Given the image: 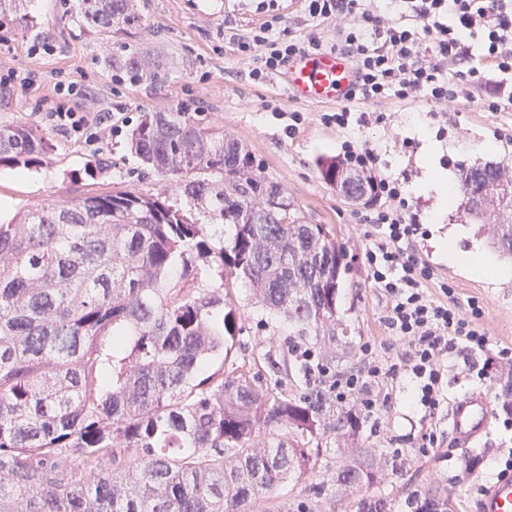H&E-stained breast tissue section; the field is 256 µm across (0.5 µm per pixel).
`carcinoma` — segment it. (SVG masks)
<instances>
[{"label": "carcinoma", "mask_w": 512, "mask_h": 512, "mask_svg": "<svg viewBox=\"0 0 512 512\" xmlns=\"http://www.w3.org/2000/svg\"><path fill=\"white\" fill-rule=\"evenodd\" d=\"M25 0H0L22 26ZM97 32L139 20L133 0H81ZM128 67L154 83L145 57ZM131 148L232 234L216 250L205 225L162 194H90L0 224V512H251L282 483L322 471L309 504L342 485L396 469L387 454H332L360 427L352 401L336 403L340 275L346 252L327 224L289 204L288 223L266 212L284 187L221 128L190 112H145ZM37 131L0 128V166L35 167ZM339 194L353 172L318 161ZM457 209L493 227L492 248L512 260V163L461 169ZM213 282H198L200 265ZM250 286L259 323L281 333L240 363L245 330L231 288ZM221 357L230 362L205 372Z\"/></svg>", "instance_id": "carcinoma-1"}]
</instances>
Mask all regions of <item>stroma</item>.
<instances>
[{
  "label": "stroma",
  "instance_id": "obj_1",
  "mask_svg": "<svg viewBox=\"0 0 512 512\" xmlns=\"http://www.w3.org/2000/svg\"><path fill=\"white\" fill-rule=\"evenodd\" d=\"M79 3L30 0L31 22L25 28L12 17L0 18V38L14 40L13 49L0 53V75L28 70L37 75L33 85L0 94V128L31 127L52 146L40 167L0 166V224L10 222L17 212L58 199L115 190L161 192L162 180L144 172L130 147L140 113H201L206 125L223 128L251 153L264 176L287 190L307 222L336 227L347 250L338 316L351 341L350 348H337L336 368L351 371L359 364L363 343H370L373 357L383 362L391 361L399 344L387 327V300L371 285L363 263L365 217L371 209L338 195L322 180L317 160L341 154L347 140L367 144L378 151L385 173L407 181L410 197L421 210L424 258L453 282L459 305L473 298L483 304L491 349L512 348V275H478L448 263L443 255L447 241L464 250H485L489 238L481 224L463 222L433 186L441 173L458 182L466 163L512 155V111L490 112L477 100L468 111L451 112L441 105L391 97L367 105L374 122L342 134L320 121L321 113L335 111V104L296 103L276 76L262 82L251 78L253 60L238 53L236 41L267 21L260 0H137L139 22L113 28L107 35L85 26ZM277 14L275 32L303 40L315 36L333 41L340 26L332 17L311 19L302 0H278ZM136 51L160 62L163 81H130L127 59ZM60 80L76 82L77 94L56 93L54 84ZM84 93L93 101L89 121L113 128L109 139L99 142L89 132L58 125L55 111H79ZM292 112L303 113L304 122L290 136L285 128ZM234 299L245 318L235 349L242 359L267 345L269 331L258 322L248 285H240ZM444 385L452 402L476 389L495 400L512 386V376L479 385L456 359L448 365ZM387 390L390 403L380 421L363 422L356 436L337 438L336 446L399 452V469L378 473L367 487H339L313 505V512H359V502L380 497L387 502L386 512H410L414 494L448 512H478L476 489L493 476L490 460L504 445L500 421L492 420L480 445L467 448L457 444L447 417H440V445L425 454L418 447L421 413L414 401V382L401 373L388 380Z\"/></svg>",
  "mask_w": 512,
  "mask_h": 512
}]
</instances>
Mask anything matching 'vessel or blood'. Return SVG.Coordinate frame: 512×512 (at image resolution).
I'll return each mask as SVG.
<instances>
[{
  "label": "vessel or blood",
  "mask_w": 512,
  "mask_h": 512,
  "mask_svg": "<svg viewBox=\"0 0 512 512\" xmlns=\"http://www.w3.org/2000/svg\"><path fill=\"white\" fill-rule=\"evenodd\" d=\"M356 77L351 60L338 52L323 50L302 52L288 61L281 78L287 93L299 102L339 103ZM492 402L488 394L469 392L453 405L448 427L461 444L482 440L491 418ZM481 512H512V476L485 482L480 496Z\"/></svg>",
  "instance_id": "obj_1"
}]
</instances>
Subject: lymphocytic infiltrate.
Returning <instances> with one entry per match:
<instances>
[{"instance_id":"f902f5d3","label":"lymphocytic infiltrate","mask_w":512,"mask_h":512,"mask_svg":"<svg viewBox=\"0 0 512 512\" xmlns=\"http://www.w3.org/2000/svg\"><path fill=\"white\" fill-rule=\"evenodd\" d=\"M314 18L342 19L335 43L311 37L300 43L276 35L265 22L239 42L252 57L253 80L284 69L290 58L310 50L345 53L356 70L348 105L323 113L324 124L348 130L369 123V113L353 114L355 104L394 97L422 100L465 111L470 87L487 71L512 76V0H390L378 13L369 0H305ZM343 157L352 169L372 173L381 203L367 218L371 226L363 262L368 278L389 299L387 324L401 350L394 363L369 359L363 370L336 380V399L401 371L416 385L415 402L435 418L444 402L443 377L451 359L467 356L478 380L512 374V349L490 352L479 300L460 307L454 285L438 278L419 248L421 214L409 202L402 180L382 172L378 152L344 142Z\"/></svg>"}]
</instances>
